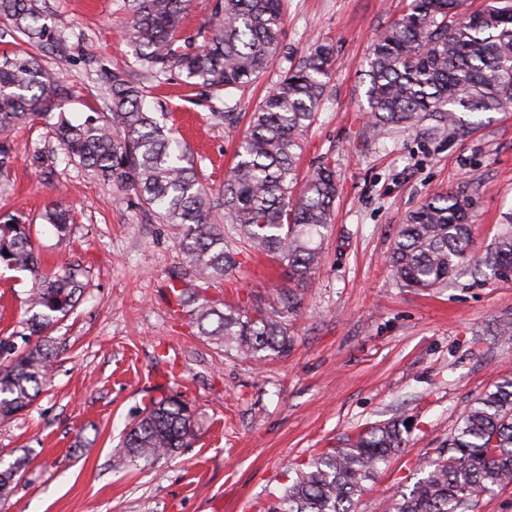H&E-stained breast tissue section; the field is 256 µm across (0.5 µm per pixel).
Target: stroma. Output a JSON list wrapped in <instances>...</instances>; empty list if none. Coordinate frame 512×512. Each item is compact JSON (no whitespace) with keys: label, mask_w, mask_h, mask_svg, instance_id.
<instances>
[{"label":"stroma","mask_w":512,"mask_h":512,"mask_svg":"<svg viewBox=\"0 0 512 512\" xmlns=\"http://www.w3.org/2000/svg\"><path fill=\"white\" fill-rule=\"evenodd\" d=\"M409 0H287L280 43L285 54L220 118L224 96L160 76L145 105L177 128L202 181L219 188L234 162L248 112L288 62L317 44L335 50L332 77L305 138L299 176L323 159L336 164L339 194L321 265L298 289L288 318L287 356L257 365L197 334L173 301L178 240L133 196L81 166L58 160L52 173L31 163L58 150L49 125L10 133L18 156L0 180V216L21 215L44 270L80 263L86 288L52 332L58 352L46 390L0 420V462L28 455L34 464L0 512H257L295 479L291 463L341 447L352 431L400 417L406 446L356 498V512H390L409 492L421 460L448 445L469 401L512 371V341L491 336L512 314V277L464 275L448 287L418 291L395 278L388 256L407 215L437 191L473 200V254L491 247L512 221V111L481 114L479 124L429 137L395 129L364 134L368 54L377 35ZM121 0H42L49 25L68 39L66 54L43 48V65L73 95L67 119L103 109L108 73L141 72L122 31ZM60 203L76 224L58 238L40 218ZM29 272L0 266V332L21 320ZM284 269L263 256L243 259L236 285L208 297L244 309L270 308L288 287ZM180 394L196 412L195 436L182 452L151 466L113 461L127 427L153 401Z\"/></svg>","instance_id":"35a3bbf8"}]
</instances>
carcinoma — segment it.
Returning <instances> with one entry per match:
<instances>
[{"instance_id": "1", "label": "carcinoma", "mask_w": 512, "mask_h": 512, "mask_svg": "<svg viewBox=\"0 0 512 512\" xmlns=\"http://www.w3.org/2000/svg\"><path fill=\"white\" fill-rule=\"evenodd\" d=\"M465 0H411L407 12L378 34L369 57L367 90L370 136L410 129L432 120L460 128L480 113L512 109V0H490L473 11ZM125 26L139 65L150 74L176 72L190 85L228 95L257 83L279 55L283 0H216L204 43L177 46L188 0H124ZM0 19L28 40L66 51L47 23L39 0H0ZM333 49L317 45L282 71L250 113L238 143L237 161L214 192L198 176L193 156L174 132L145 110L147 86L125 70L108 79L107 111L81 123L64 117L68 96L54 73L26 51L0 57V135L38 119L51 123L66 157L109 181L119 194L170 225L179 238L182 266L171 278L177 305L206 339L261 364L288 353V315L296 312V289L320 263L317 240L332 223L336 169L327 159L297 186L303 139L322 104ZM16 156L0 142V178ZM472 199L462 192L436 193L401 225L390 253L395 277L407 288H440L458 273L485 266L512 273V223L501 228L482 257L470 251ZM41 219L60 238L75 223L71 210L52 204ZM268 257L288 272L293 288L276 291L269 310L242 311L204 295L231 280L238 255ZM0 262L26 270L35 285L25 300L18 330L0 336V417L28 408L50 379L56 353L51 332L78 301L85 270L79 264L42 269L30 225L7 216L0 223ZM194 412L181 396H166L134 420L114 462L138 466L169 458L188 445ZM408 433L402 419L374 423L301 463L292 485L268 512H354L353 505L380 467L401 452ZM31 459L19 457L0 469V501H6ZM393 512H470L473 497L512 484V372L461 412L447 453Z\"/></svg>"}]
</instances>
